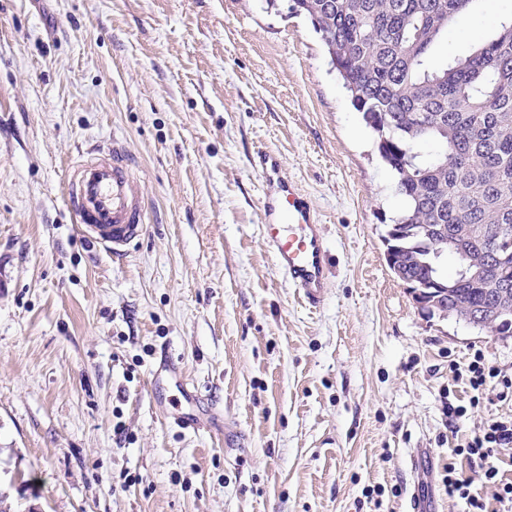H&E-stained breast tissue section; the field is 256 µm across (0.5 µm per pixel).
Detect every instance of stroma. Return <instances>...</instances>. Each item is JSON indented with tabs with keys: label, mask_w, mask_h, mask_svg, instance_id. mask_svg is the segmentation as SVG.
<instances>
[{
	"label": "stroma",
	"mask_w": 512,
	"mask_h": 512,
	"mask_svg": "<svg viewBox=\"0 0 512 512\" xmlns=\"http://www.w3.org/2000/svg\"><path fill=\"white\" fill-rule=\"evenodd\" d=\"M293 5L0 0V512H407L414 490L467 512L443 466L512 406L449 425V366L479 350L512 375V336L423 314L391 271L403 201ZM511 15L480 0L435 63ZM115 139L145 208L121 260L77 237L64 196ZM261 148L325 226L320 307L267 250ZM165 352L210 431L167 417Z\"/></svg>",
	"instance_id": "obj_1"
}]
</instances>
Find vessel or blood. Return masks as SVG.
I'll use <instances>...</instances> for the list:
<instances>
[{
    "label": "vessel or blood",
    "instance_id": "1",
    "mask_svg": "<svg viewBox=\"0 0 512 512\" xmlns=\"http://www.w3.org/2000/svg\"><path fill=\"white\" fill-rule=\"evenodd\" d=\"M254 168L265 242L277 270L308 307H319L329 288V253L324 226L305 194L281 174L278 154L266 149ZM67 205L81 237L112 257L124 258L144 228V206L134 187V172L120 142L82 155L68 179Z\"/></svg>",
    "mask_w": 512,
    "mask_h": 512
}]
</instances>
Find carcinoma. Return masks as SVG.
I'll use <instances>...</instances> for the list:
<instances>
[{
	"mask_svg": "<svg viewBox=\"0 0 512 512\" xmlns=\"http://www.w3.org/2000/svg\"><path fill=\"white\" fill-rule=\"evenodd\" d=\"M478 0H294L376 136L405 208L385 234L443 318L512 335V16L442 66L433 50ZM458 260L452 277L440 261Z\"/></svg>",
	"mask_w": 512,
	"mask_h": 512,
	"instance_id": "carcinoma-1",
	"label": "carcinoma"
}]
</instances>
